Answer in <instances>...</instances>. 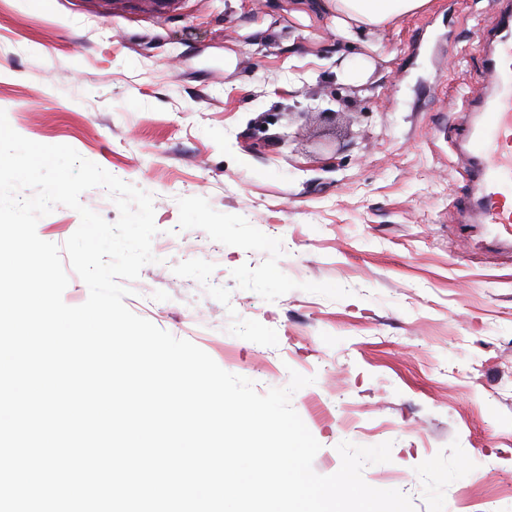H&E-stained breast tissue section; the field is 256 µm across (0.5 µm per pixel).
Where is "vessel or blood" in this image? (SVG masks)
I'll return each mask as SVG.
<instances>
[{"label":"vessel or blood","mask_w":512,"mask_h":512,"mask_svg":"<svg viewBox=\"0 0 512 512\" xmlns=\"http://www.w3.org/2000/svg\"><path fill=\"white\" fill-rule=\"evenodd\" d=\"M488 77L491 94L476 100L484 115L474 155L482 190L480 221L512 227V27L494 36Z\"/></svg>","instance_id":"1"}]
</instances>
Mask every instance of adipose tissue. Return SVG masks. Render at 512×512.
<instances>
[{
	"instance_id": "1",
	"label": "adipose tissue",
	"mask_w": 512,
	"mask_h": 512,
	"mask_svg": "<svg viewBox=\"0 0 512 512\" xmlns=\"http://www.w3.org/2000/svg\"><path fill=\"white\" fill-rule=\"evenodd\" d=\"M338 29L350 41H358L361 32L388 24L417 12L431 0H323Z\"/></svg>"
}]
</instances>
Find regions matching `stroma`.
I'll use <instances>...</instances> for the list:
<instances>
[{
	"mask_svg": "<svg viewBox=\"0 0 512 512\" xmlns=\"http://www.w3.org/2000/svg\"><path fill=\"white\" fill-rule=\"evenodd\" d=\"M317 3L0 0V109L152 194L131 312L258 393L312 377L316 473L388 441L363 477L415 512H512V236L478 220L465 141L508 17L432 0L364 51Z\"/></svg>",
	"mask_w": 512,
	"mask_h": 512,
	"instance_id": "1",
	"label": "stroma"
}]
</instances>
